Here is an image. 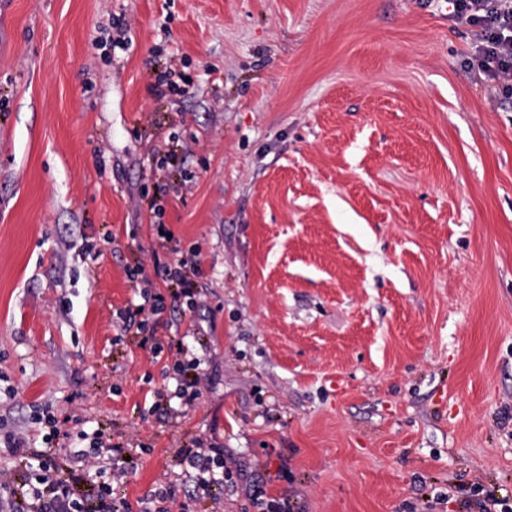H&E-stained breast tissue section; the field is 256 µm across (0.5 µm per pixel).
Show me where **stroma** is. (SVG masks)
<instances>
[{"instance_id": "stroma-1", "label": "stroma", "mask_w": 512, "mask_h": 512, "mask_svg": "<svg viewBox=\"0 0 512 512\" xmlns=\"http://www.w3.org/2000/svg\"><path fill=\"white\" fill-rule=\"evenodd\" d=\"M124 28L127 48L112 41ZM448 0H6L0 7V429L132 453L130 503L182 441L299 512L512 507V97L476 85ZM199 247L204 356L173 423L162 363L112 325L126 268Z\"/></svg>"}]
</instances>
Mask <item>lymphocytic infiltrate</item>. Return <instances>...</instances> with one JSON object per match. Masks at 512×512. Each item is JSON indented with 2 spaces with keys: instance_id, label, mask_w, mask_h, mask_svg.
Masks as SVG:
<instances>
[{
  "instance_id": "1",
  "label": "lymphocytic infiltrate",
  "mask_w": 512,
  "mask_h": 512,
  "mask_svg": "<svg viewBox=\"0 0 512 512\" xmlns=\"http://www.w3.org/2000/svg\"><path fill=\"white\" fill-rule=\"evenodd\" d=\"M448 6L453 22L476 30L468 62L474 78L488 90L512 94V0H448ZM163 271L166 281L176 287L175 299L185 300L188 311L197 312L203 304L197 283L199 251L187 256L174 251ZM163 308L162 299H146L113 311L112 320L121 332L138 337L140 347L152 357H165L166 374L176 383L179 405L168 406L156 392L149 410L176 419L193 410L202 394L198 373L202 361L197 357L185 360L183 346L164 345L158 337ZM39 422L45 430L39 446L22 429L0 434V448L24 465L22 477L0 473V512H131L127 500L117 494L129 474L124 444L104 440L98 431H78V440L89 442L91 449L74 452L72 467L62 471L55 465L51 448L58 421L45 412ZM176 461L181 470L194 474V498L209 501L211 512H224V483L233 473V462L223 446L197 436L180 446Z\"/></svg>"
}]
</instances>
